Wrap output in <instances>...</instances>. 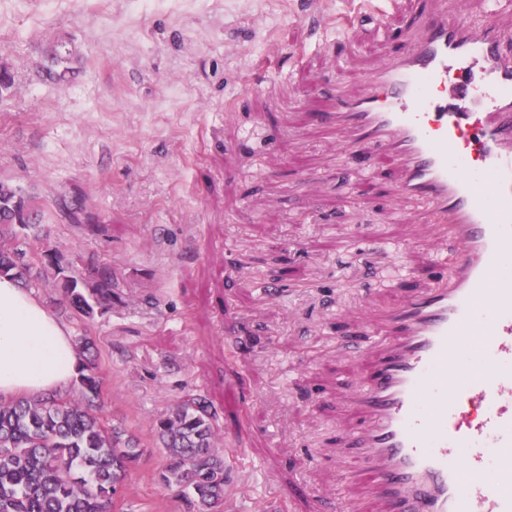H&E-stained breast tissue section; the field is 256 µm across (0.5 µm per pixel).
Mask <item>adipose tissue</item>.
<instances>
[{"instance_id":"adipose-tissue-1","label":"adipose tissue","mask_w":512,"mask_h":512,"mask_svg":"<svg viewBox=\"0 0 512 512\" xmlns=\"http://www.w3.org/2000/svg\"><path fill=\"white\" fill-rule=\"evenodd\" d=\"M83 364L54 309L0 277V400L64 392Z\"/></svg>"}]
</instances>
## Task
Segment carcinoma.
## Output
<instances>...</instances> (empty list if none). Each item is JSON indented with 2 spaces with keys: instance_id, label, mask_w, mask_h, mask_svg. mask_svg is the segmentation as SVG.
<instances>
[{
  "instance_id": "cac0c4a2",
  "label": "carcinoma",
  "mask_w": 512,
  "mask_h": 512,
  "mask_svg": "<svg viewBox=\"0 0 512 512\" xmlns=\"http://www.w3.org/2000/svg\"><path fill=\"white\" fill-rule=\"evenodd\" d=\"M26 205L19 188L0 181V275L27 286L42 281L50 268L70 308L94 318L112 303V276L103 272L91 285L79 270H64L47 250L17 261L25 255L21 232L32 225L11 233L1 226L10 225L11 208ZM78 386V401L52 395L0 402V512H108L114 504L141 450L90 412L100 391L95 364H84ZM156 438L169 458L164 485L178 488L198 512L223 506L228 472L214 446L215 414L208 406L197 398L176 404L157 422Z\"/></svg>"
}]
</instances>
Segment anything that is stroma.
I'll list each match as a JSON object with an SVG mask.
<instances>
[{
    "mask_svg": "<svg viewBox=\"0 0 512 512\" xmlns=\"http://www.w3.org/2000/svg\"><path fill=\"white\" fill-rule=\"evenodd\" d=\"M484 2L0 0V180L61 265L116 282L91 320L54 278L34 288L96 347L94 414L142 450L111 512H189L155 439L189 396L220 410L224 512H382L336 445L356 420L339 350L404 286L430 287L448 235L387 195L390 159L362 169L317 118L420 10Z\"/></svg>",
    "mask_w": 512,
    "mask_h": 512,
    "instance_id": "obj_1",
    "label": "stroma"
}]
</instances>
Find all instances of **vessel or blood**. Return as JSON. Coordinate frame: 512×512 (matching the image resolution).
Instances as JSON below:
<instances>
[{
	"instance_id": "b4317fda",
	"label": "vessel or blood",
	"mask_w": 512,
	"mask_h": 512,
	"mask_svg": "<svg viewBox=\"0 0 512 512\" xmlns=\"http://www.w3.org/2000/svg\"><path fill=\"white\" fill-rule=\"evenodd\" d=\"M421 14L367 89L321 116L357 164L397 165L398 201L451 230L452 269L344 346L362 421L337 436L386 512H512V57L499 17Z\"/></svg>"
}]
</instances>
